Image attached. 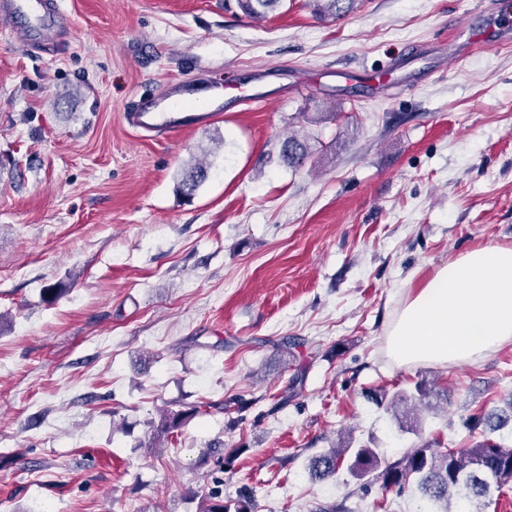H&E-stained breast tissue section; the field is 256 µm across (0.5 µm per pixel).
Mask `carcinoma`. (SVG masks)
<instances>
[{"mask_svg": "<svg viewBox=\"0 0 512 512\" xmlns=\"http://www.w3.org/2000/svg\"><path fill=\"white\" fill-rule=\"evenodd\" d=\"M280 2L282 0H237L240 9L255 19L265 18ZM313 3L316 11L339 17L353 11L357 0H313ZM281 157L292 167L304 166L310 157L307 138L296 133L287 136L281 146ZM209 169L205 160H196L182 180L183 192L193 193L206 180ZM433 396L430 384L422 379L410 391H398L390 398L385 393L380 395V402L386 403L390 410L402 403H411L409 422L404 430L419 435L417 409L431 408ZM199 414L195 405L166 410L159 423L153 426L146 447H161L159 441ZM510 420L512 394L506 399L505 407L484 417H473V428H482V439L463 448L443 447L437 440H428L411 446L399 459L390 462L377 448L333 446L312 458L310 476L315 481L328 480L345 465L352 477L379 479L386 490L414 484L422 500L430 506L428 512H486L492 504L493 493L512 483V446L492 437ZM253 507L250 498L230 504L211 493L201 501L200 512H253Z\"/></svg>", "mask_w": 512, "mask_h": 512, "instance_id": "carcinoma-1", "label": "carcinoma"}]
</instances>
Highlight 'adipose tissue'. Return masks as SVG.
<instances>
[{
    "instance_id": "1",
    "label": "adipose tissue",
    "mask_w": 512,
    "mask_h": 512,
    "mask_svg": "<svg viewBox=\"0 0 512 512\" xmlns=\"http://www.w3.org/2000/svg\"><path fill=\"white\" fill-rule=\"evenodd\" d=\"M385 336L402 365L469 362L512 342V247L468 251L407 288Z\"/></svg>"
}]
</instances>
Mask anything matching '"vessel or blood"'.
I'll use <instances>...</instances> for the list:
<instances>
[{
	"label": "vessel or blood",
	"mask_w": 512,
	"mask_h": 512,
	"mask_svg": "<svg viewBox=\"0 0 512 512\" xmlns=\"http://www.w3.org/2000/svg\"><path fill=\"white\" fill-rule=\"evenodd\" d=\"M0 21L21 35L26 50L44 53L54 48L62 14L57 0H0ZM472 40L487 47L511 45L512 0H501L497 14ZM244 98L259 103L266 101L267 96L260 91L247 94L220 84L199 89L183 83L168 87L162 96L137 101L126 120L140 132L170 134L209 124L221 117L225 103Z\"/></svg>",
	"instance_id": "vessel-or-blood-1"
}]
</instances>
